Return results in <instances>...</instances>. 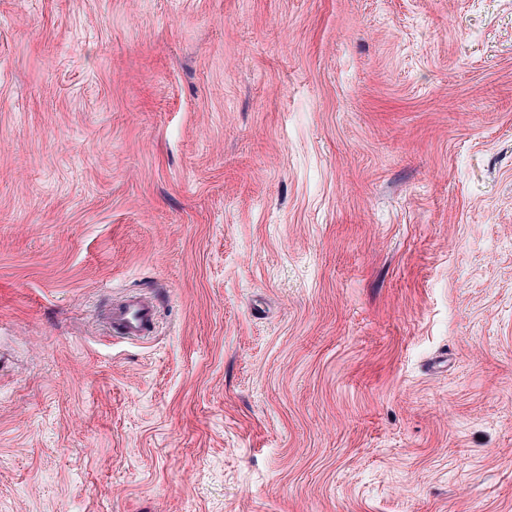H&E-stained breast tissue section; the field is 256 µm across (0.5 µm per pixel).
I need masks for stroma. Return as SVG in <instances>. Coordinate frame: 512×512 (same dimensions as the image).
<instances>
[{
	"instance_id": "35a3bbf8",
	"label": "stroma",
	"mask_w": 512,
	"mask_h": 512,
	"mask_svg": "<svg viewBox=\"0 0 512 512\" xmlns=\"http://www.w3.org/2000/svg\"><path fill=\"white\" fill-rule=\"evenodd\" d=\"M0 512H512V0H0ZM156 306L139 294H127L112 304L106 315L108 328L113 334L141 338L154 326Z\"/></svg>"
}]
</instances>
